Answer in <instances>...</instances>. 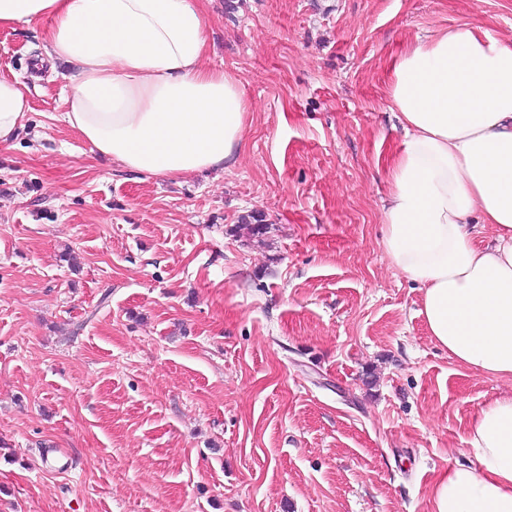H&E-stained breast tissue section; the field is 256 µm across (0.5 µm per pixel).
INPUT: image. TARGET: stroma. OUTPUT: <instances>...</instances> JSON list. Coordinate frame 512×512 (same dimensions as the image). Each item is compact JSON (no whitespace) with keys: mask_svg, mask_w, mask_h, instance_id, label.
<instances>
[{"mask_svg":"<svg viewBox=\"0 0 512 512\" xmlns=\"http://www.w3.org/2000/svg\"><path fill=\"white\" fill-rule=\"evenodd\" d=\"M201 7L204 63L252 110L232 170L181 178L98 156L48 20L0 27L31 102L0 145V512H432L512 383L457 367L385 255L389 68L444 28L512 38V0Z\"/></svg>","mask_w":512,"mask_h":512,"instance_id":"obj_1","label":"stroma"}]
</instances>
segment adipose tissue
<instances>
[{
  "instance_id": "obj_1",
  "label": "adipose tissue",
  "mask_w": 512,
  "mask_h": 512,
  "mask_svg": "<svg viewBox=\"0 0 512 512\" xmlns=\"http://www.w3.org/2000/svg\"><path fill=\"white\" fill-rule=\"evenodd\" d=\"M41 18L65 67L62 119L100 155L156 177L235 164L248 106L238 78L203 64L199 0H0V27ZM29 94L0 77V144ZM387 103L404 131L384 169L387 258L456 364L512 381V38L437 31L393 64ZM464 453L435 483L434 512H512V395L474 415Z\"/></svg>"
}]
</instances>
